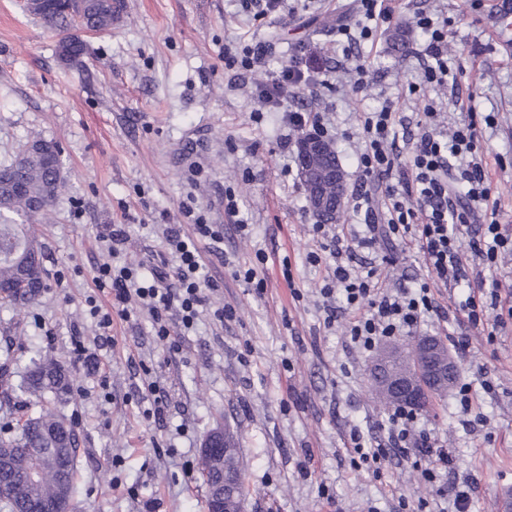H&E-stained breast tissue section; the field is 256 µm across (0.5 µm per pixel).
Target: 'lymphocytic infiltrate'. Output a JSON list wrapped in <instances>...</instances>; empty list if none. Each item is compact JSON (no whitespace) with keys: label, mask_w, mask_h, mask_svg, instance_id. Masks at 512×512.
Here are the masks:
<instances>
[{"label":"lymphocytic infiltrate","mask_w":512,"mask_h":512,"mask_svg":"<svg viewBox=\"0 0 512 512\" xmlns=\"http://www.w3.org/2000/svg\"><path fill=\"white\" fill-rule=\"evenodd\" d=\"M355 26L342 25L337 35L357 34L360 40L376 37L380 24L395 11L392 0H357ZM416 24L429 40L421 54L427 60L423 84L447 85L460 68L448 56V18L441 13L420 14ZM268 47L261 43H233L224 47V67L265 72L256 82L255 97L265 107L280 108L285 91L304 92L326 84L327 70L307 45H300L286 66L267 71ZM437 112L426 108L423 132L414 139L408 159L396 152L400 123L396 101L358 115L357 136L363 144L358 157L356 182L350 195L354 211L364 212L367 224L358 232L340 224H316V247L306 254L309 263L332 257L318 294L323 323L342 324L353 346L370 354L384 341L411 334L430 315L447 318L449 312L472 327L485 324L488 311L502 306L499 282L469 285V268H496L502 253H512V229L498 220L491 207V181L479 135L480 126H493V116L468 119L451 136L435 130ZM184 223L167 225L162 248L152 270L133 259L125 225L109 224L97 241L104 255L93 276L96 292L85 299L86 312L98 336L109 335L115 320L129 321L148 312L155 338L168 351H179V337L194 330L200 316L209 314L224 323L237 311L214 305L219 290L208 274L200 244L223 242L224 227L208 223L204 214L183 205ZM421 254L430 278L413 285L388 286L383 264L357 261V249L372 248L378 239ZM467 282V294L454 308L442 305L432 289L435 283ZM108 293L111 305H102L99 293ZM420 417L411 408L393 407L387 416L386 436L366 445L359 431H352V449L360 463L378 468L390 455L413 460L423 481L436 483L448 465V451L430 432L418 426ZM437 485V483H436ZM437 494L453 501L456 512H465L467 491L457 485H437Z\"/></svg>","instance_id":"f902f5d3"}]
</instances>
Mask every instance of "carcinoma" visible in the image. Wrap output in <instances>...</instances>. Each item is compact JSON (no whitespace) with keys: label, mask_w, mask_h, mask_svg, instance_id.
Instances as JSON below:
<instances>
[{"label":"carcinoma","mask_w":512,"mask_h":512,"mask_svg":"<svg viewBox=\"0 0 512 512\" xmlns=\"http://www.w3.org/2000/svg\"><path fill=\"white\" fill-rule=\"evenodd\" d=\"M57 0L48 13L36 15L45 26L61 35V41L74 45L69 63L81 62L85 44L78 31L82 28L105 33L116 27L110 0ZM0 173L22 184L18 193H0V301L7 307H21L29 303L28 284H45V268L41 245L31 225L48 219L50 209L65 187L63 173L53 167L52 161L22 147L15 159L0 165ZM41 200L45 209L31 213V203ZM421 336L413 343L395 342L389 345L386 371L407 374L422 359ZM70 376L55 359L42 356L24 368L14 390L33 395L43 401L41 410L28 416L19 436L4 440L0 448L16 449V459L0 464V484L9 491L8 499L0 500V512H19L25 503L53 495L73 502L78 493L74 479L77 459V437L73 427H64L66 418L51 404L66 399ZM38 454V476L30 480L24 471L25 457ZM201 471L208 474L213 485H218L221 472L237 474L239 449L229 431H224V461L210 456L201 457Z\"/></svg>","instance_id":"obj_1"}]
</instances>
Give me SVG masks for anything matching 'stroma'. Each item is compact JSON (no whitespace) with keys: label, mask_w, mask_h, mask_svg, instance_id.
Here are the masks:
<instances>
[{"label":"stroma","mask_w":512,"mask_h":512,"mask_svg":"<svg viewBox=\"0 0 512 512\" xmlns=\"http://www.w3.org/2000/svg\"><path fill=\"white\" fill-rule=\"evenodd\" d=\"M503 4L482 0L475 12L459 0H398L375 43L354 48L370 70L365 95H354L344 73L334 89L289 94L285 110L329 112L336 152L354 181L362 149L350 136L356 113L395 98L408 132L417 133L424 103L408 86L421 80L414 51L426 36L414 17L444 8L453 21L448 55L464 72L429 92L439 129L449 133L470 110L494 113L495 125L482 131L485 160L499 221L512 225V11ZM351 7L350 0H326L319 18L258 26L234 0H126L121 24L86 37L81 63L70 64L59 56L57 34L29 15L23 0H0V163L39 137L59 145L68 181L50 222L37 227L46 290L23 313L0 307V437L16 436L19 420L37 411L34 398L7 392V385L17 384L18 370L35 354L56 357L71 374L70 399L60 410L78 435L79 512H207L200 448L219 423L237 441L247 512H416L422 498L425 512L446 507L411 463L392 459L376 476L349 458L352 430L372 440L385 434L387 411L370 389L375 358L353 348L341 327L323 325L316 290L326 268L305 262L315 218L298 176L286 172L296 158L278 147L288 132L283 112L254 120V73L224 68L228 41L270 44L273 70L296 43L331 48ZM398 29L409 34L402 54L389 45ZM228 187L253 237L226 227L222 253L203 257L237 320L222 325L202 316L173 357L146 319L115 323L110 371L100 377L73 348L94 338L84 299L102 260V225L127 222L140 259L144 243L161 244L166 221H181V203L224 224ZM76 199L82 211L74 210ZM258 247L269 256L260 295L224 265L228 256L250 259ZM287 270L292 280H285ZM294 285L303 300L293 299ZM449 332L470 339L455 355L457 380L471 384L484 421L462 426L451 392L421 412L452 458L438 481L468 492V512H502V499L512 495V324L492 344L485 330L453 320L431 318L418 330L440 339ZM145 365L166 391L157 422L139 415Z\"/></svg>","instance_id":"1"}]
</instances>
